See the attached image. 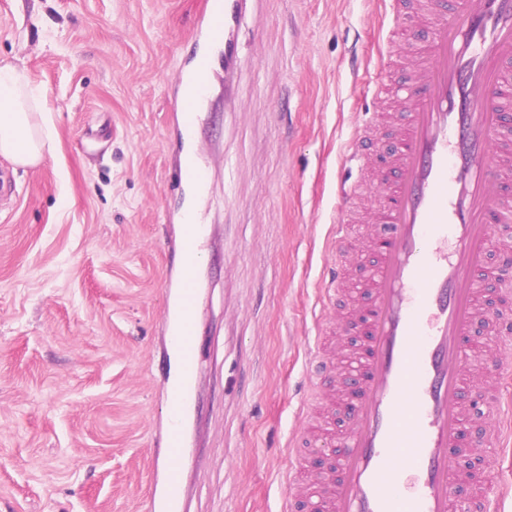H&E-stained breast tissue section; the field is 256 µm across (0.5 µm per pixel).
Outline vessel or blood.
I'll list each match as a JSON object with an SVG mask.
<instances>
[{
    "instance_id": "1",
    "label": "vessel or blood",
    "mask_w": 512,
    "mask_h": 512,
    "mask_svg": "<svg viewBox=\"0 0 512 512\" xmlns=\"http://www.w3.org/2000/svg\"><path fill=\"white\" fill-rule=\"evenodd\" d=\"M400 37L390 59L416 57V92L402 95L406 120L386 148L388 167L377 181L384 189L378 214L382 233L373 241L377 261L364 307L352 308L345 262L352 255L349 213L356 190L340 189L330 248L334 264L324 272L319 330L336 326L360 336L353 366L336 372L337 398H351L353 418L339 435L336 460L315 474L313 493L291 483L282 512H497L508 492L490 479L488 492L463 495L471 474L462 454L484 457L512 438V403L498 387H479L475 369L495 380L512 373L500 352L512 343V290L501 289L497 307L482 305L487 288L479 272L502 225L512 223V197L500 186L512 179V137L501 132L500 116L512 98L486 102L487 92L506 82L503 65L512 59V0H460L443 9L437 0H389ZM238 23L236 0H210L196 32L200 47L192 65L179 71L183 87L178 119L192 131L195 109L211 72L210 47L231 44ZM360 128L344 156L367 169ZM178 180L200 185V153L188 143ZM204 232L185 224L178 264L180 284L172 295L167 324L172 334L174 376L172 420L166 435L170 457L184 451L181 415L187 386L198 367L194 316L195 266ZM487 323L497 352L479 356L471 344ZM488 410L493 435L465 438L479 410ZM309 437H289V469H304ZM164 499L150 512H177L182 494L178 469H169Z\"/></svg>"
}]
</instances>
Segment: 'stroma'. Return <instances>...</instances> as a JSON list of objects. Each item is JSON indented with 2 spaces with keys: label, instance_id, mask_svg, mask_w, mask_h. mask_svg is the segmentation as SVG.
<instances>
[{
  "label": "stroma",
  "instance_id": "obj_1",
  "mask_svg": "<svg viewBox=\"0 0 512 512\" xmlns=\"http://www.w3.org/2000/svg\"><path fill=\"white\" fill-rule=\"evenodd\" d=\"M207 0H0V61L42 94L52 149L0 157V512H147L170 421L166 296L180 219L204 224L201 352L181 512H281L289 434L344 412L309 377L354 130L397 136L374 95L385 0H238L197 107L203 186L181 188L178 70ZM312 413L304 415L301 402Z\"/></svg>",
  "mask_w": 512,
  "mask_h": 512
}]
</instances>
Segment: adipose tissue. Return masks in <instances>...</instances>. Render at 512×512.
<instances>
[{"label":"adipose tissue","mask_w":512,"mask_h":512,"mask_svg":"<svg viewBox=\"0 0 512 512\" xmlns=\"http://www.w3.org/2000/svg\"><path fill=\"white\" fill-rule=\"evenodd\" d=\"M41 97L20 67L0 64V156L20 166L38 164L49 151L46 128L33 120Z\"/></svg>","instance_id":"obj_1"}]
</instances>
